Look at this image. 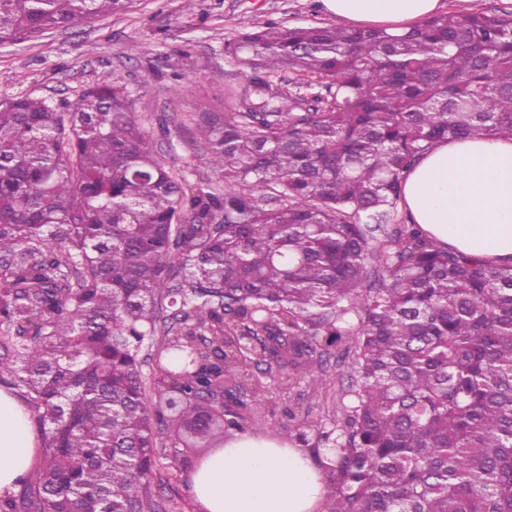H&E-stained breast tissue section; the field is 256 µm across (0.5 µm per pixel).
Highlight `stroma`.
Returning <instances> with one entry per match:
<instances>
[{
    "instance_id": "stroma-1",
    "label": "stroma",
    "mask_w": 512,
    "mask_h": 512,
    "mask_svg": "<svg viewBox=\"0 0 512 512\" xmlns=\"http://www.w3.org/2000/svg\"><path fill=\"white\" fill-rule=\"evenodd\" d=\"M336 24L322 0H139L135 10L0 45V102L37 96L75 103L90 85L118 81L134 95V118L150 147L166 155L190 185L223 188L198 156L195 123L202 108L232 111L248 83L224 57V43L244 28ZM265 403L277 425L332 423L334 404L301 385L303 407L289 414L272 376Z\"/></svg>"
}]
</instances>
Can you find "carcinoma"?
Segmentation results:
<instances>
[{"label":"carcinoma","mask_w":512,"mask_h":512,"mask_svg":"<svg viewBox=\"0 0 512 512\" xmlns=\"http://www.w3.org/2000/svg\"><path fill=\"white\" fill-rule=\"evenodd\" d=\"M135 4L0 0V45ZM224 54L249 92L197 124L222 193L148 148L119 81L0 103V374L44 444L0 512H160L163 434L275 437L253 370L332 360L338 418L294 433L324 512H512V264L390 223L435 143L512 139V12L268 22Z\"/></svg>","instance_id":"1"}]
</instances>
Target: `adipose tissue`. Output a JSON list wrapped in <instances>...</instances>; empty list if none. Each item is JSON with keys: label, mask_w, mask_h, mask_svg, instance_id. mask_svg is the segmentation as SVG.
I'll return each mask as SVG.
<instances>
[{"label": "adipose tissue", "mask_w": 512, "mask_h": 512, "mask_svg": "<svg viewBox=\"0 0 512 512\" xmlns=\"http://www.w3.org/2000/svg\"><path fill=\"white\" fill-rule=\"evenodd\" d=\"M337 18L392 31L436 13L441 0H323ZM405 204L439 245L512 263V139L435 144L407 173ZM36 452L24 405L0 389V496L17 491ZM188 483L197 512H321L325 483L305 449L251 435L199 460Z\"/></svg>", "instance_id": "ef3b65f1"}]
</instances>
